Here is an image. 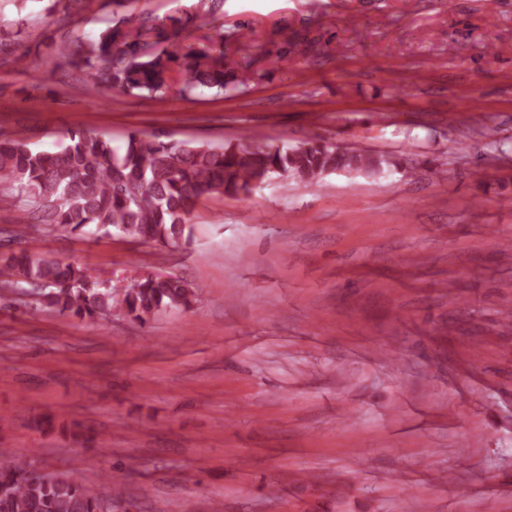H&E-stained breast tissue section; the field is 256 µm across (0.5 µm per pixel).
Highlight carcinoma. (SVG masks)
Here are the masks:
<instances>
[{
  "label": "carcinoma",
  "instance_id": "1",
  "mask_svg": "<svg viewBox=\"0 0 512 512\" xmlns=\"http://www.w3.org/2000/svg\"><path fill=\"white\" fill-rule=\"evenodd\" d=\"M71 66L90 72L92 90H146L167 85L171 64L183 66L177 92L224 90L246 83L224 50H196L141 15L121 18L97 37L76 36L57 47ZM395 165L384 156L336 151L313 142L274 148L251 138L218 145L153 140L130 132L121 149L112 140L71 130L58 151L30 146L17 134L0 140V183L17 184L20 203L38 231L94 236L114 233L163 246L190 233V216L205 195H240L273 174L307 186L336 170L381 173ZM0 279L12 292H35L30 311L96 320L118 310L145 323L159 312L188 309L199 288L175 276L147 274L116 290L88 268L21 249L0 260ZM28 458L0 448V512H101L91 486L59 475L31 473Z\"/></svg>",
  "mask_w": 512,
  "mask_h": 512
}]
</instances>
